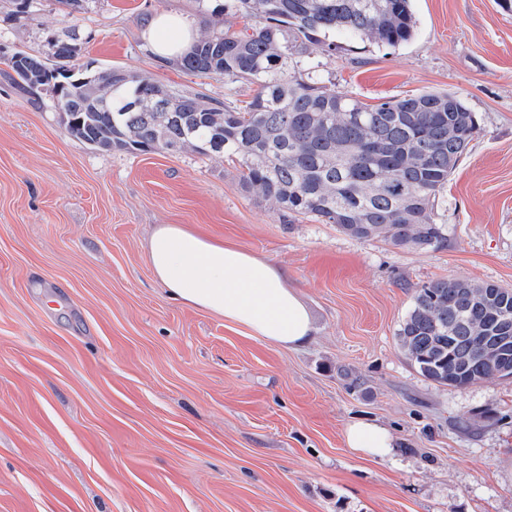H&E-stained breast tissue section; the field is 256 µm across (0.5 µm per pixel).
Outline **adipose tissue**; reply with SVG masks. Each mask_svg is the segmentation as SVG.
Returning <instances> with one entry per match:
<instances>
[{
    "instance_id": "ef3b65f1",
    "label": "adipose tissue",
    "mask_w": 512,
    "mask_h": 512,
    "mask_svg": "<svg viewBox=\"0 0 512 512\" xmlns=\"http://www.w3.org/2000/svg\"><path fill=\"white\" fill-rule=\"evenodd\" d=\"M158 56L175 58L194 42V24L180 14L159 13L144 30ZM156 279L170 297L247 328L252 335L287 346L312 331L310 313L272 263L213 241L178 224L157 226L148 243Z\"/></svg>"
}]
</instances>
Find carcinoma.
Masks as SVG:
<instances>
[{
    "label": "carcinoma",
    "mask_w": 512,
    "mask_h": 512,
    "mask_svg": "<svg viewBox=\"0 0 512 512\" xmlns=\"http://www.w3.org/2000/svg\"><path fill=\"white\" fill-rule=\"evenodd\" d=\"M254 20L239 33L220 21L178 59L189 73L256 85L243 111L178 95L149 76L112 73V108L74 37L48 63L24 51L3 60L24 94L66 98L68 134L102 152L190 149L240 167L243 182L278 210L304 215L357 239L434 249L445 241L434 202L465 154L474 113L456 94L424 92L363 103L314 76L318 34L395 46L409 41L411 0H238ZM310 72L296 75L302 59ZM417 371L442 386L466 388L512 374V289L468 280L419 288L397 333Z\"/></svg>",
    "instance_id": "1"
}]
</instances>
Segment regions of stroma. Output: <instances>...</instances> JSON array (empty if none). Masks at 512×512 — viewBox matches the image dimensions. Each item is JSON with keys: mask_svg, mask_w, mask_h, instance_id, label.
<instances>
[{"mask_svg": "<svg viewBox=\"0 0 512 512\" xmlns=\"http://www.w3.org/2000/svg\"><path fill=\"white\" fill-rule=\"evenodd\" d=\"M413 9L409 42L336 32L317 60L364 103L449 91L474 113L429 250L279 211L222 157L95 150L0 64V512H512V379L438 385L397 338L425 283L512 289V0ZM161 12L213 24L196 0H86L68 26L58 0H0V47L49 61L72 34L94 68L245 106L254 86L145 50ZM161 224L282 270L308 340L282 347L171 298L147 250ZM360 420L390 432L391 455L347 447Z\"/></svg>", "mask_w": 512, "mask_h": 512, "instance_id": "obj_1", "label": "stroma"}]
</instances>
